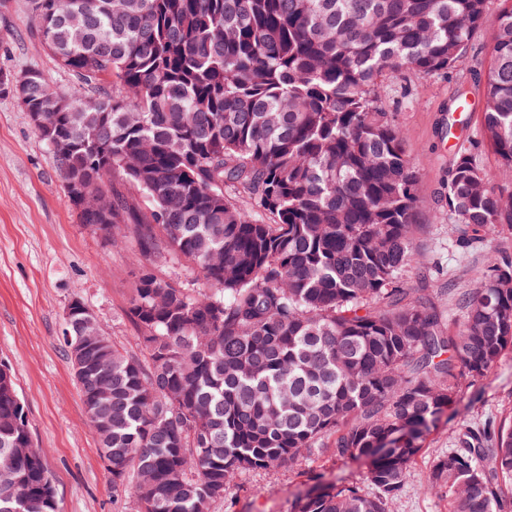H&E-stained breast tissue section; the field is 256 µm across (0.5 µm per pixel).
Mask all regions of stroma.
<instances>
[{
    "instance_id": "obj_1",
    "label": "stroma",
    "mask_w": 512,
    "mask_h": 512,
    "mask_svg": "<svg viewBox=\"0 0 512 512\" xmlns=\"http://www.w3.org/2000/svg\"><path fill=\"white\" fill-rule=\"evenodd\" d=\"M492 29L473 40L477 62L452 76L389 71L382 108L405 136L408 159L420 174L413 238L415 263L407 287L433 289L442 321L458 328L456 295L478 286L486 250L459 247L444 195L457 143L478 139L482 95L478 75L491 63ZM39 70L57 85L70 76L43 49L29 20L27 0L0 5V73ZM466 104L448 105L456 94ZM130 239L108 240L82 224L64 191L47 145L18 101L0 94V363L11 371L26 406L28 427L52 480L59 512H135L112 501V476L102 461L64 348L65 311L75 299L96 315L110 338L141 354L126 309L139 276ZM512 409V352L482 378L463 382L454 414L442 418L415 462L416 479L399 495L395 512H448V503L421 481L433 461L456 447L462 425L498 424ZM358 461L301 456L266 471L239 475L213 512H290L312 486V474L333 483L359 480Z\"/></svg>"
}]
</instances>
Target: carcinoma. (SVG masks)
Here are the masks:
<instances>
[{
  "mask_svg": "<svg viewBox=\"0 0 512 512\" xmlns=\"http://www.w3.org/2000/svg\"><path fill=\"white\" fill-rule=\"evenodd\" d=\"M483 76L481 140L448 168V219L463 248L512 227V194L478 162L512 170V0ZM42 46L84 91L35 69L24 110L54 108L42 139L71 205L80 184L112 194L107 224L138 261L176 256L207 288L146 268L126 315L144 355L111 342L73 372L112 492L138 512H212L246 471L315 453L362 459L361 481L327 483L293 512H389L425 431L465 380L512 350V256L489 252L484 282L445 327L428 288L401 272L419 173L378 100V76L458 70L489 0H28ZM119 175L151 201L139 213ZM242 196L250 208L234 202ZM410 435L382 451L391 436ZM423 482L448 512H512V422L464 427ZM32 438L0 374V455ZM0 512H57L42 459L0 473ZM483 168L492 175V185L504 194L512 193V174L499 171L495 158L486 146H481L478 151Z\"/></svg>",
  "mask_w": 512,
  "mask_h": 512,
  "instance_id": "carcinoma-1",
  "label": "carcinoma"
}]
</instances>
